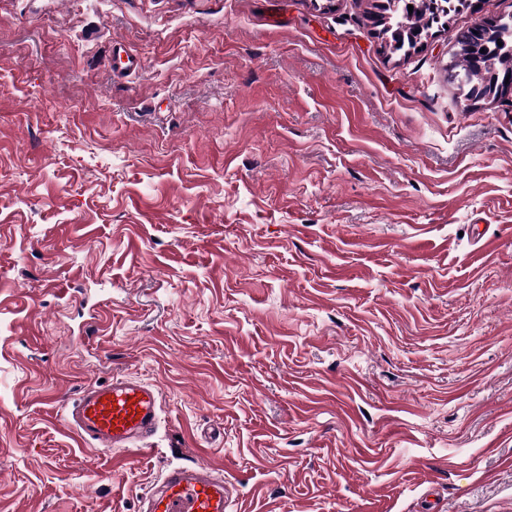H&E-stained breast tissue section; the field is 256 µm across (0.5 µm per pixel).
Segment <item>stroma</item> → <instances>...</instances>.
Masks as SVG:
<instances>
[{"label": "stroma", "mask_w": 512, "mask_h": 512, "mask_svg": "<svg viewBox=\"0 0 512 512\" xmlns=\"http://www.w3.org/2000/svg\"><path fill=\"white\" fill-rule=\"evenodd\" d=\"M374 3L0 0V512L191 461L232 512H512V102L448 81L512 0L406 55ZM115 376L150 456L62 422ZM142 67L141 58L123 42L113 41L109 59V69L113 76H129Z\"/></svg>", "instance_id": "1"}]
</instances>
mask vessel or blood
Listing matches in <instances>:
<instances>
[{
    "label": "vessel or blood",
    "mask_w": 512,
    "mask_h": 512,
    "mask_svg": "<svg viewBox=\"0 0 512 512\" xmlns=\"http://www.w3.org/2000/svg\"><path fill=\"white\" fill-rule=\"evenodd\" d=\"M142 67L140 57L123 42H113L112 75L129 76ZM162 411L155 385L132 377H115L81 388L64 407L63 421L90 449L114 453H151ZM142 512H230L223 469L201 464L168 468L146 494Z\"/></svg>",
    "instance_id": "1"
}]
</instances>
